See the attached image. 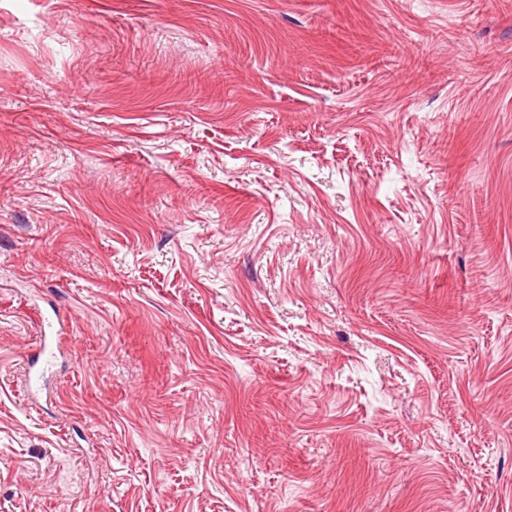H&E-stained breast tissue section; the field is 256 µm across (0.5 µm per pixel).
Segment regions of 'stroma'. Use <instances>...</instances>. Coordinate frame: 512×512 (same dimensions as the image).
I'll use <instances>...</instances> for the list:
<instances>
[{"instance_id":"35a3bbf8","label":"stroma","mask_w":512,"mask_h":512,"mask_svg":"<svg viewBox=\"0 0 512 512\" xmlns=\"http://www.w3.org/2000/svg\"><path fill=\"white\" fill-rule=\"evenodd\" d=\"M0 512H512V0H0Z\"/></svg>"}]
</instances>
